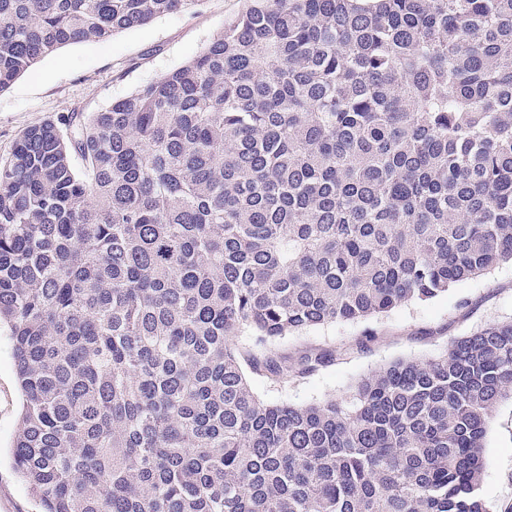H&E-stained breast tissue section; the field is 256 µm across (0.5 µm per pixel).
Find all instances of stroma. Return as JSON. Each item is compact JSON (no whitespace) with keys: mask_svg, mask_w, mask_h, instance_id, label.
Here are the masks:
<instances>
[{"mask_svg":"<svg viewBox=\"0 0 512 512\" xmlns=\"http://www.w3.org/2000/svg\"><path fill=\"white\" fill-rule=\"evenodd\" d=\"M244 0H203L192 11L159 16L146 25L97 42L64 46L0 92V158H7L21 134L46 120L75 112H95L139 86L159 79L194 59ZM512 319V264L453 285L427 301L401 305L361 322H337L293 333L272 349L239 337L244 357L265 359L269 352L300 357L320 349L332 362L277 383L260 372L250 376L261 398L306 405L341 398L363 376L397 359L441 353L452 339ZM20 394L11 343L0 333V512H38V506L11 465ZM479 493L490 512H512V400L502 401L486 436Z\"/></svg>","mask_w":512,"mask_h":512,"instance_id":"35a3bbf8","label":"stroma"}]
</instances>
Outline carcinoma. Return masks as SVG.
<instances>
[{"label":"carcinoma","mask_w":512,"mask_h":512,"mask_svg":"<svg viewBox=\"0 0 512 512\" xmlns=\"http://www.w3.org/2000/svg\"><path fill=\"white\" fill-rule=\"evenodd\" d=\"M201 2L0 0V92ZM505 262L512 0H246L191 61L0 161L13 467L40 512H489L512 320L299 406L254 393L235 342Z\"/></svg>","instance_id":"obj_1"}]
</instances>
